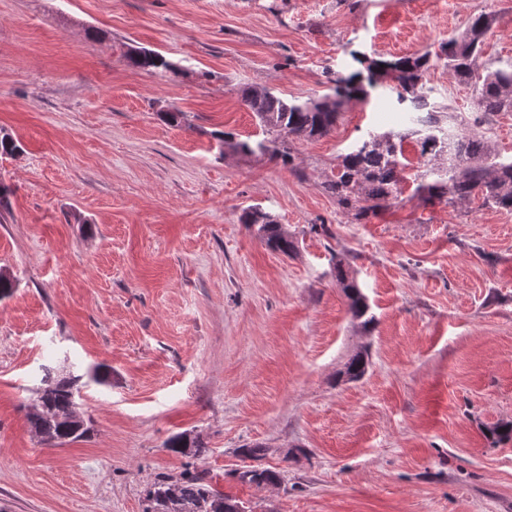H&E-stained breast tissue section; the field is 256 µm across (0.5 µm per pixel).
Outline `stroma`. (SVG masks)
I'll return each instance as SVG.
<instances>
[{
  "label": "stroma",
  "instance_id": "obj_1",
  "mask_svg": "<svg viewBox=\"0 0 512 512\" xmlns=\"http://www.w3.org/2000/svg\"><path fill=\"white\" fill-rule=\"evenodd\" d=\"M491 12L479 65L512 62V0H0V504L143 512L156 476L208 472L251 512H512V212L423 202L406 107L349 103L292 165L220 149L260 128L244 86L326 93L351 51L437 49ZM159 52L174 73L132 66ZM430 96L460 131L512 156V112L472 110L440 66ZM182 114L180 126L162 114ZM404 133L402 202L356 222L323 187L368 132ZM272 213L287 256L242 224ZM343 264L375 317L353 318ZM367 353L356 381L348 359ZM101 367L76 399L90 431L30 432L46 375ZM199 436L194 458L166 448ZM264 444L274 486L241 483Z\"/></svg>",
  "mask_w": 512,
  "mask_h": 512
}]
</instances>
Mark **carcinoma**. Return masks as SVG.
<instances>
[{
    "mask_svg": "<svg viewBox=\"0 0 512 512\" xmlns=\"http://www.w3.org/2000/svg\"><path fill=\"white\" fill-rule=\"evenodd\" d=\"M496 24V16L481 12L473 16L467 29L448 39L439 50L417 52L393 58L367 57L354 51L353 59L361 68L349 73L327 72L329 92L300 100L283 98L267 88L245 87L240 99L257 121L263 137L240 139L230 132L215 131L213 136L233 152L265 155L293 163L289 151L277 149L282 135L312 141L328 135L336 125L338 112L348 103L365 100L371 90L388 86L397 92V100L408 104L410 121L420 126L416 140L422 174L414 178L415 194L427 203L465 205L475 199L482 206L512 212V158L500 157L489 142L476 135L462 133L448 124L442 107L430 99L425 74L434 66H443L460 85H475L473 111L490 116L512 112V63L481 75L477 61L485 36ZM128 60L151 72H175L176 65L158 52L135 49ZM404 135L394 132L368 133L346 154L327 177L325 190L337 205L355 221L402 202V172L409 166L403 151ZM241 222L256 228V234L269 248L285 255L296 251L292 237L274 216L259 208H248ZM336 282L349 299L352 315L368 327L374 316L357 283L348 277L342 263L336 264ZM367 359L354 354L346 365L350 379L362 377ZM83 376L70 375L52 384L46 396L39 397V409L29 419V427L47 445H62L85 437L89 428L77 413L75 396ZM166 448L181 455L199 456L206 452L204 442L188 433L170 438ZM239 481L261 487L274 484L279 474L268 468H252L238 475ZM143 512H249L239 498L215 488L203 472L179 478L162 477L146 494Z\"/></svg>",
    "mask_w": 512,
    "mask_h": 512,
    "instance_id": "obj_1",
    "label": "carcinoma"
}]
</instances>
